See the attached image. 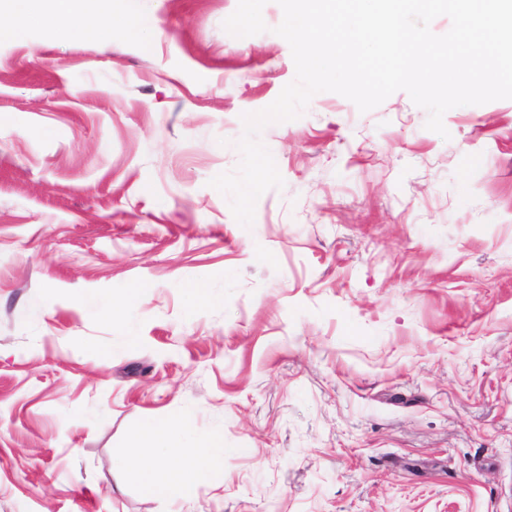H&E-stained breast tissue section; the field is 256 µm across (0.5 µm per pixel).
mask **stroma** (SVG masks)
<instances>
[{
  "label": "stroma",
  "mask_w": 512,
  "mask_h": 512,
  "mask_svg": "<svg viewBox=\"0 0 512 512\" xmlns=\"http://www.w3.org/2000/svg\"><path fill=\"white\" fill-rule=\"evenodd\" d=\"M237 3L0 43V512H512V100L318 93L243 227L209 181L296 68ZM186 415L226 453L180 506L115 462Z\"/></svg>",
  "instance_id": "obj_1"
}]
</instances>
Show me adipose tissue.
I'll return each mask as SVG.
<instances>
[{"label": "adipose tissue", "mask_w": 512, "mask_h": 512, "mask_svg": "<svg viewBox=\"0 0 512 512\" xmlns=\"http://www.w3.org/2000/svg\"><path fill=\"white\" fill-rule=\"evenodd\" d=\"M4 14L11 20H0V42L17 39L24 21L44 17L65 37L92 32L108 39L118 28L137 35L154 26L138 11L137 0H0V17ZM171 448L183 449L179 463L166 462ZM224 451L223 437L196 434L191 417L173 426L149 418L140 424L122 467L134 473L146 493L183 504L191 500L198 481L218 464Z\"/></svg>", "instance_id": "ef3b65f1"}]
</instances>
